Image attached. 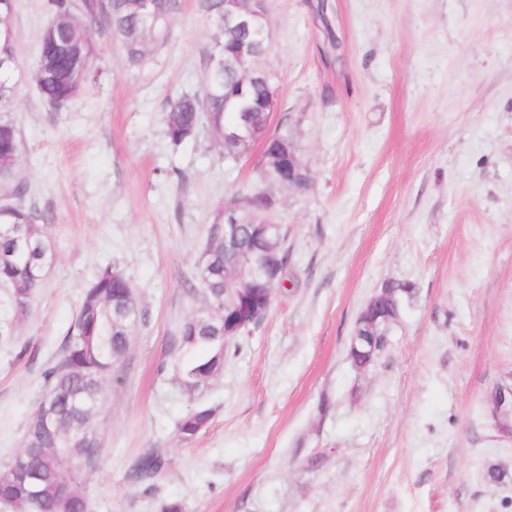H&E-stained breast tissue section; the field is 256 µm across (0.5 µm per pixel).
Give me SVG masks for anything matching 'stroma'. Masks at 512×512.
I'll use <instances>...</instances> for the list:
<instances>
[{"label": "stroma", "instance_id": "1", "mask_svg": "<svg viewBox=\"0 0 512 512\" xmlns=\"http://www.w3.org/2000/svg\"><path fill=\"white\" fill-rule=\"evenodd\" d=\"M13 3L0 116L54 260L27 314L0 285V465L23 446L85 288L115 265L141 320L121 382L101 392L88 512H512V439L487 404L512 379V0H266L257 65L312 184L278 190L284 281L195 393L168 340L196 307L187 290L219 209L262 187L253 157L164 134L170 101L204 90L201 0H180L139 64L97 35L95 77L59 111L32 77L47 0ZM390 281L409 291L383 352L357 368L349 338ZM200 406L210 422L182 440ZM149 452L167 464L142 483ZM211 410L209 408L197 407L192 412L182 418L177 426L181 438L189 440L194 438L211 420Z\"/></svg>", "mask_w": 512, "mask_h": 512}]
</instances>
